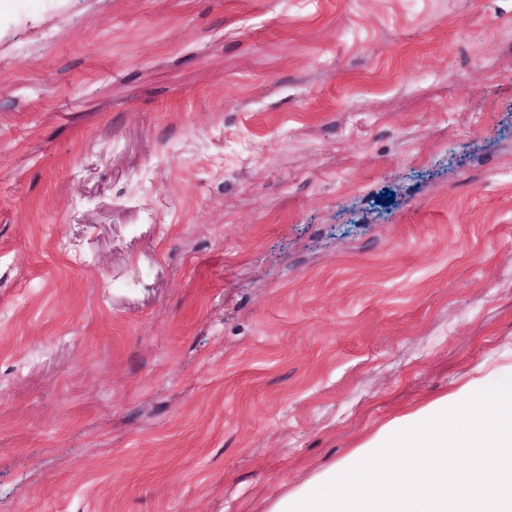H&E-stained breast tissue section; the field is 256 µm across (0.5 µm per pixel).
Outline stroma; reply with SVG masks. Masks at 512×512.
I'll return each mask as SVG.
<instances>
[{
	"label": "stroma",
	"instance_id": "35a3bbf8",
	"mask_svg": "<svg viewBox=\"0 0 512 512\" xmlns=\"http://www.w3.org/2000/svg\"><path fill=\"white\" fill-rule=\"evenodd\" d=\"M508 376L512 0H0V512H270Z\"/></svg>",
	"mask_w": 512,
	"mask_h": 512
}]
</instances>
